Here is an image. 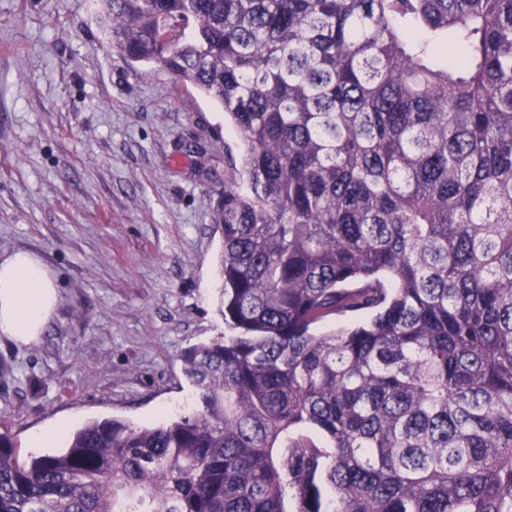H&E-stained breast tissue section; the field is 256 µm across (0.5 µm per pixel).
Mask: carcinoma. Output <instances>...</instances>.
Returning <instances> with one entry per match:
<instances>
[{"instance_id": "1", "label": "carcinoma", "mask_w": 512, "mask_h": 512, "mask_svg": "<svg viewBox=\"0 0 512 512\" xmlns=\"http://www.w3.org/2000/svg\"><path fill=\"white\" fill-rule=\"evenodd\" d=\"M97 2L243 142L227 333L188 415L24 462L1 428L0 512H512V0ZM369 313L347 314L344 316H329L312 326V332L324 335L335 331L341 326H347L366 320Z\"/></svg>"}]
</instances>
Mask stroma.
<instances>
[{"label":"stroma","instance_id":"stroma-1","mask_svg":"<svg viewBox=\"0 0 512 512\" xmlns=\"http://www.w3.org/2000/svg\"><path fill=\"white\" fill-rule=\"evenodd\" d=\"M94 0H0V259L35 253L58 307L0 338V421L21 458L56 423L189 412V349L224 331L213 214L243 145L221 106L106 47Z\"/></svg>","mask_w":512,"mask_h":512}]
</instances>
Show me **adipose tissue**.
<instances>
[{
  "mask_svg": "<svg viewBox=\"0 0 512 512\" xmlns=\"http://www.w3.org/2000/svg\"><path fill=\"white\" fill-rule=\"evenodd\" d=\"M58 303L50 272L27 251L0 261V336L13 342H37Z\"/></svg>",
  "mask_w": 512,
  "mask_h": 512,
  "instance_id": "ef3b65f1",
  "label": "adipose tissue"
}]
</instances>
